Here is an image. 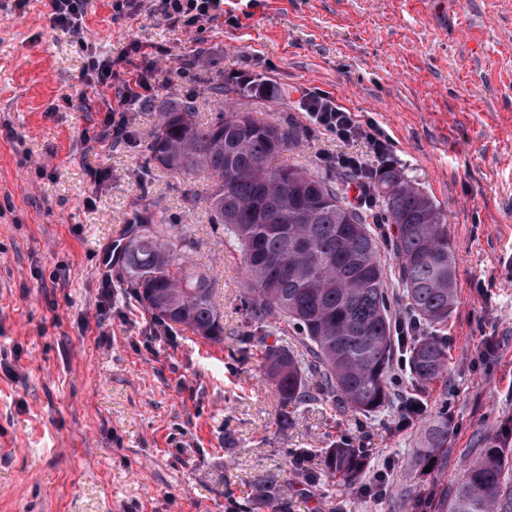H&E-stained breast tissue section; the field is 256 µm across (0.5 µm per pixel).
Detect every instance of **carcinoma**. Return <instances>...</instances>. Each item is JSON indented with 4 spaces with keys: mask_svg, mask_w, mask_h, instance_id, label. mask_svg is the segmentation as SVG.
Returning <instances> with one entry per match:
<instances>
[{
    "mask_svg": "<svg viewBox=\"0 0 512 512\" xmlns=\"http://www.w3.org/2000/svg\"><path fill=\"white\" fill-rule=\"evenodd\" d=\"M209 92L220 99H275V90L254 77L218 78ZM157 123L142 175L154 171L204 175L210 182L211 223L242 257L244 289L239 307L274 332L289 327L306 349L302 359L284 345H270L261 367L275 384L283 424L290 411L319 396L343 410L369 415L391 398L389 369L393 329L385 265L373 224L388 225L397 281L408 310L419 322L448 323L457 298L456 265L442 209L405 171L384 163L371 194L381 208L370 211L348 201V179L273 160L299 147L302 133L260 121L235 105L202 120L191 98L153 106ZM196 242L161 210L135 212L122 263L137 301L155 321L182 326L212 341L224 338V316L213 300L206 272L191 262ZM411 374L429 385L447 373L448 355L435 336H421L408 359ZM428 454L421 468L440 464L448 417L425 428ZM482 448L440 512H512V420L500 433L481 439ZM332 476L355 484L364 470L360 449L338 441L325 450Z\"/></svg>",
    "mask_w": 512,
    "mask_h": 512,
    "instance_id": "cac0c4a2",
    "label": "carcinoma"
}]
</instances>
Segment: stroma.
<instances>
[{"label": "stroma", "mask_w": 512, "mask_h": 512, "mask_svg": "<svg viewBox=\"0 0 512 512\" xmlns=\"http://www.w3.org/2000/svg\"><path fill=\"white\" fill-rule=\"evenodd\" d=\"M160 0H87L80 32L50 27L42 0H0V512H413L454 488L478 441L512 418V0H226L212 23L172 25ZM153 52L148 67L134 44ZM120 84L146 71L151 102L223 105L207 81L249 74L275 85L242 111L303 130L291 158L333 160L298 100L327 92L372 117L397 164L442 207L457 273L448 373L402 375L397 397L354 415L331 400L280 402L260 367L291 329L244 341L241 257L212 224L199 177L141 169L156 125L147 105L125 138L107 123L93 62ZM146 203L184 224L224 314V339L159 325L138 303L113 236ZM421 419L402 423L404 399ZM452 419L443 465L414 466L424 425ZM366 467L332 482L322 451L342 438ZM279 479L274 501L257 481Z\"/></svg>", "instance_id": "stroma-1"}]
</instances>
